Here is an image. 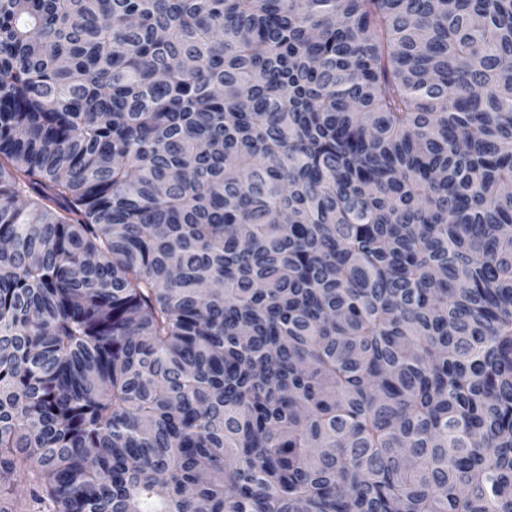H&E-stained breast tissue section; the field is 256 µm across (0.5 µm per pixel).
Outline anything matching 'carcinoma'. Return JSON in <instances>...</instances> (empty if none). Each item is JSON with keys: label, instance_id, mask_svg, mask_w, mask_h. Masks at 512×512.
Listing matches in <instances>:
<instances>
[{"label": "carcinoma", "instance_id": "obj_1", "mask_svg": "<svg viewBox=\"0 0 512 512\" xmlns=\"http://www.w3.org/2000/svg\"><path fill=\"white\" fill-rule=\"evenodd\" d=\"M0 512H512V0H0Z\"/></svg>", "mask_w": 512, "mask_h": 512}]
</instances>
